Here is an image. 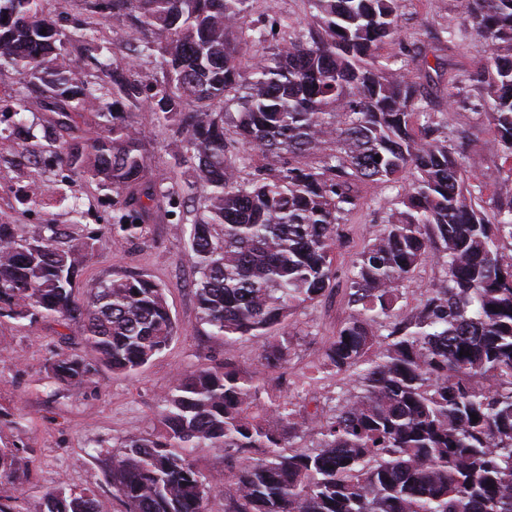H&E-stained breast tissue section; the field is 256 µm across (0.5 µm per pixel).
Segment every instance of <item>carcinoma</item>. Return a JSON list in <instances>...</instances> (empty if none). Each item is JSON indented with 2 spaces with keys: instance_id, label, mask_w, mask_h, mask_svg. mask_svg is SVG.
<instances>
[{
  "instance_id": "obj_1",
  "label": "carcinoma",
  "mask_w": 512,
  "mask_h": 512,
  "mask_svg": "<svg viewBox=\"0 0 512 512\" xmlns=\"http://www.w3.org/2000/svg\"><path fill=\"white\" fill-rule=\"evenodd\" d=\"M85 2L127 39L124 65L103 54L93 29L62 33L41 0H0V62L40 91L45 137L69 132L60 165L115 195L113 245L146 236L144 200H201L188 251L200 320L226 342L265 337L264 369L288 362V317L335 279L340 221L362 187L413 175L353 266L355 312L324 352V365L352 372L356 388L332 415L309 417L286 400L261 401V377L227 362L180 377L160 428L112 450L106 477L126 512H207L217 490L195 468L197 448L236 458L225 512H512V260L500 252L512 241V174L474 176L449 135L416 126L423 94L410 67L426 55L409 49L393 68L377 54L396 38L398 0H309L311 24L253 62L248 42L268 32L243 37L251 0ZM466 2L478 58L469 81L512 163V0ZM143 57L155 61L145 75L135 66ZM88 64L93 83L77 78ZM142 111L174 128L171 146L195 181L153 178L144 132L128 120ZM83 112L97 114V130L77 125ZM254 150L269 163L244 179L238 162ZM47 194L31 180L19 202L36 207ZM59 237L53 224L28 238L0 224V312L51 318L69 330L62 340L80 334L112 370L142 368L176 333L164 288L117 279L80 301L77 281L100 238L64 247ZM433 256L445 279L418 314L403 313L402 288ZM377 327L388 331L382 340ZM51 371L74 385L90 373L70 354ZM489 378L497 389L484 386ZM300 432L317 434V447L293 448ZM0 479L19 488L28 479L12 448H0ZM41 512L101 509L94 490L59 483Z\"/></svg>"
}]
</instances>
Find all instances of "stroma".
Returning <instances> with one entry per match:
<instances>
[{
	"instance_id": "obj_1",
	"label": "stroma",
	"mask_w": 512,
	"mask_h": 512,
	"mask_svg": "<svg viewBox=\"0 0 512 512\" xmlns=\"http://www.w3.org/2000/svg\"><path fill=\"white\" fill-rule=\"evenodd\" d=\"M312 9L308 0H253L246 25H261L269 16L281 25L265 41L250 44L247 59L270 55L294 32L306 28ZM465 0H402L398 35L382 44L379 53L401 60L405 49L434 46L447 29L461 28ZM425 97V110L417 124L437 121L448 126L453 144L466 165L482 178L505 175L499 147L487 111L477 96L449 103L446 78L435 70L413 71ZM30 87L10 66H0V115L26 111L33 132H40L43 115L29 110ZM130 119L145 134V147L154 158V172L164 185L184 184L193 178L188 166L179 164L168 144L167 128L152 124L147 113ZM26 139L0 152V224L13 225L17 236L28 237L39 226L57 225L63 241L87 232L110 235L112 198L95 181L64 178L59 167L44 166L54 143L38 140L35 151H26ZM26 164L30 175L55 191L39 207L21 205L22 185L16 167ZM395 188L384 184L367 187L359 206L342 219V244L335 252L337 276L317 300L297 308L288 319L294 345L286 368L263 374L266 392L291 402L295 409L330 410L338 393L354 388L347 372L323 368V350L340 324L352 313L348 275L360 253L382 227L395 198ZM192 214L169 216L155 207L145 239L93 250L79 277V292L130 276L154 279L165 290L177 325L173 342L148 364L133 373H120L100 362L85 345L61 342L57 324L49 319H13L0 316V448H16L28 472L23 512H40L45 488L65 483L73 491L95 490L102 512H125L106 479V463L125 439L154 432L159 406L174 382L192 370L231 363L239 372H261L263 339L250 337L233 343L213 335L202 323L191 281L193 270L185 257ZM443 277L436 259L419 266L402 291L399 307L418 311L426 290ZM78 351L92 369L81 385L73 387L54 378L50 365L57 354Z\"/></svg>"
}]
</instances>
